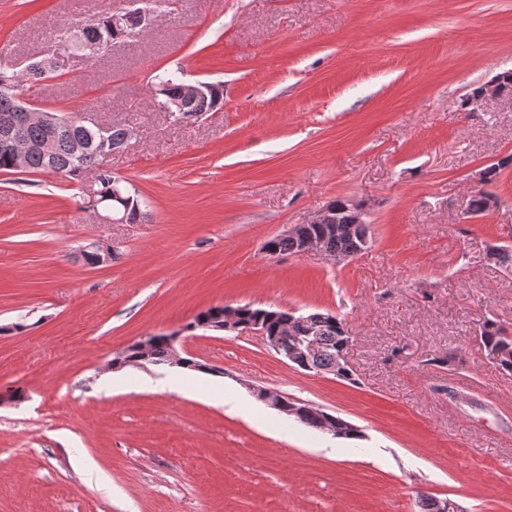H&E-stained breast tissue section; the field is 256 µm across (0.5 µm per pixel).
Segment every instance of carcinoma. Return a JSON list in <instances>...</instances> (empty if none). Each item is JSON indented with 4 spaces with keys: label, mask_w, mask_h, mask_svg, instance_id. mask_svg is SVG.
Segmentation results:
<instances>
[{
    "label": "carcinoma",
    "mask_w": 512,
    "mask_h": 512,
    "mask_svg": "<svg viewBox=\"0 0 512 512\" xmlns=\"http://www.w3.org/2000/svg\"><path fill=\"white\" fill-rule=\"evenodd\" d=\"M125 40L124 32L112 26V14L104 13L86 23L76 32L62 31L56 36L58 48L70 55H79L82 45L86 42L101 41L114 46ZM50 72L45 61L30 63L25 73H18L13 67L0 62V116L15 111L16 104L11 89L18 88L26 92L33 79H39ZM183 84L177 76L165 72L154 76L153 93L167 102L179 95ZM222 85H214V91L203 100L185 102L178 113L177 122H191L210 112L218 111L223 102ZM69 123L56 129H48L39 116H33L27 123L23 137L33 143L49 142V151L30 153L23 170L28 173L59 174L71 180L80 181L91 168L99 169L96 184L97 198L104 200V211L112 216V207L119 209L127 223L133 224L143 217L141 200L137 194L127 187H118L113 182L112 169H101L102 160L127 144L133 129L119 123L87 125L77 113L67 115ZM81 139L86 144L85 154L78 156L73 152V141ZM492 195L483 188H478L469 198L471 211L482 214L488 210ZM333 212V223L313 224L311 233L321 238L323 250L334 256L354 258L366 250L358 233L352 231L347 214L343 209L342 200L335 199L328 204ZM269 255L276 256L285 252H298L300 245L292 237L277 236L269 241ZM313 335L320 341V349L316 356L306 362V370L319 372L336 365V357L345 346L349 336L345 333V325L338 317L330 313L314 312L305 315ZM268 327L280 333L284 353H291L300 346L304 334L282 326L280 320L270 321ZM482 342L490 359L503 371L512 372V335L494 320L486 322L481 332ZM172 356L167 338L163 334L154 335L151 351V362L154 365H166Z\"/></svg>",
    "instance_id": "cac0c4a2"
}]
</instances>
